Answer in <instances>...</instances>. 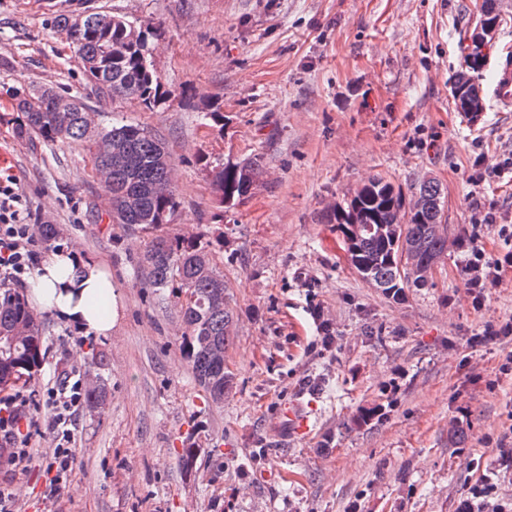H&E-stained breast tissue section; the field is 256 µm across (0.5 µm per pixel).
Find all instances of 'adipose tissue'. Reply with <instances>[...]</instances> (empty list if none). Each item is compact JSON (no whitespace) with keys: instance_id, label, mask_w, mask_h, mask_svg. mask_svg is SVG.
Masks as SVG:
<instances>
[{"instance_id":"1","label":"adipose tissue","mask_w":512,"mask_h":512,"mask_svg":"<svg viewBox=\"0 0 512 512\" xmlns=\"http://www.w3.org/2000/svg\"><path fill=\"white\" fill-rule=\"evenodd\" d=\"M36 296L43 308L65 317L80 330L109 335L119 317L111 274L100 264L58 252L36 275Z\"/></svg>"}]
</instances>
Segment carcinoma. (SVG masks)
<instances>
[{
  "label": "carcinoma",
  "instance_id": "1",
  "mask_svg": "<svg viewBox=\"0 0 512 512\" xmlns=\"http://www.w3.org/2000/svg\"><path fill=\"white\" fill-rule=\"evenodd\" d=\"M69 22V15L59 14L53 26L69 31L70 47L100 97L136 102L147 110L164 100L166 91L152 64L151 26L104 12L87 15L79 28L69 27ZM15 109L19 113L15 134L21 139L43 144L89 143L96 174L110 203L115 206L133 199L120 223L157 227L171 220L179 202L171 185L165 147L143 126L123 121L95 124L84 103L62 89L52 88L40 95L33 88L18 92ZM116 143L123 145L120 158L112 154ZM199 162L212 170L220 208H231L247 197L261 168L256 156L240 161L237 172L206 155L199 157ZM416 195L418 201H408L402 187L374 176L334 212L336 231L342 235L351 267L393 298L404 296L407 287H425L428 281L420 271L448 252L441 183L433 178L423 180ZM393 211L402 212L405 221L380 232L379 225ZM140 269L150 287L158 291L175 288L196 297L193 306L180 305L187 359L194 381L206 396L216 404L224 402L232 377L224 371V357L216 355V350L228 348L233 339V313L227 305L215 309L208 305L216 290H227L211 252L194 241L156 236L141 258ZM19 332L22 337L14 349L0 351L1 381L32 375L43 356L37 316L20 293H0V346Z\"/></svg>",
  "mask_w": 512,
  "mask_h": 512
}]
</instances>
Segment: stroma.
Listing matches in <instances>:
<instances>
[{"mask_svg":"<svg viewBox=\"0 0 512 512\" xmlns=\"http://www.w3.org/2000/svg\"><path fill=\"white\" fill-rule=\"evenodd\" d=\"M482 0H0V179H15L32 224L106 267L120 317L106 338L50 312L39 370L0 399H26L31 437L0 438V492L14 512H457L470 486L498 472L512 498V336L470 347L487 325L512 320V267L474 301L465 245L511 249L512 177L473 185L475 162L512 153V112L492 96L478 122L458 112L451 84L460 41ZM106 11L152 22L154 64L169 93L147 111L103 101L55 15ZM60 87L101 123L137 122L160 137L180 206L155 228L113 223L85 143L17 138L12 90ZM222 100L224 133L204 114ZM261 158L250 194L218 214L200 156ZM445 190L455 245L427 287L384 296L351 269L326 221L370 177ZM496 206L499 224L477 217ZM158 235L208 245L229 286L234 375L208 402L183 352L175 289L144 284L138 263ZM315 292L337 336L314 352ZM77 374L104 381L103 406L70 417L69 489L49 493L56 441L49 391ZM302 406L307 426H287ZM378 419L360 422L363 410ZM200 448L192 472L179 455ZM30 453L12 462L15 449Z\"/></svg>","mask_w":512,"mask_h":512,"instance_id":"obj_1","label":"stroma"}]
</instances>
